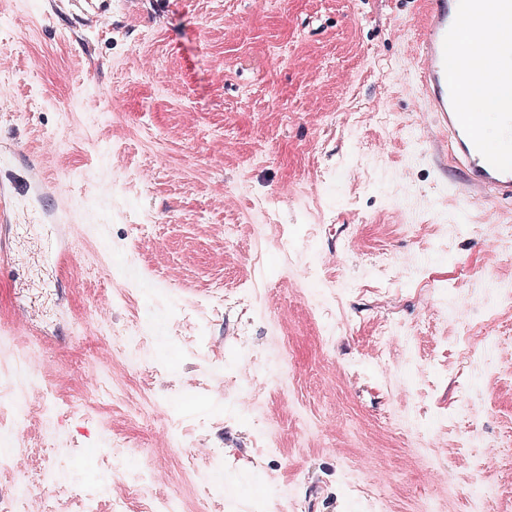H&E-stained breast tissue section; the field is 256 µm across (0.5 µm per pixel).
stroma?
<instances>
[{"mask_svg": "<svg viewBox=\"0 0 512 512\" xmlns=\"http://www.w3.org/2000/svg\"><path fill=\"white\" fill-rule=\"evenodd\" d=\"M421 2L0 0V199L39 195L58 225L61 300L52 327L31 318L16 333L26 272L7 238L0 390L17 392L21 351L40 353L57 415L29 425L24 457L80 449L76 467L54 472L63 512H80L73 482L118 497L147 471L146 496L177 493L183 512H365L355 460L392 478L381 512H474L456 440L512 433V362L492 380L456 362L462 342L480 351L512 337V315L485 316L483 267L485 235L512 227V200L466 208L448 193L461 176L421 110L416 33L404 25ZM52 130L64 150L49 147ZM132 169L147 182H128ZM73 177L57 196L53 181ZM103 181L111 194H94ZM137 211L153 225L132 223ZM378 253L391 279L377 277ZM127 280L112 329L147 308L158 321L137 362L113 356L96 322L97 298ZM254 283L256 306L212 315L206 336L167 333L168 317L201 308L214 287ZM74 320L86 324L78 342ZM386 322L405 341L382 361L372 346ZM246 352L290 364L247 417L224 392ZM90 376L112 384L111 403L87 394ZM145 397L159 406L153 420H130V401ZM173 424L182 444L161 453ZM260 430L277 455H261ZM116 436L128 446L112 477L94 451ZM196 448L224 451L223 505L206 495L207 460L182 467Z\"/></svg>", "mask_w": 512, "mask_h": 512, "instance_id": "obj_1", "label": "stroma"}]
</instances>
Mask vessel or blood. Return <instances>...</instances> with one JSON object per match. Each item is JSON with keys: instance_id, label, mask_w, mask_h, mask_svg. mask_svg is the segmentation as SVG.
I'll return each mask as SVG.
<instances>
[{"instance_id": "b4317fda", "label": "vessel or blood", "mask_w": 512, "mask_h": 512, "mask_svg": "<svg viewBox=\"0 0 512 512\" xmlns=\"http://www.w3.org/2000/svg\"><path fill=\"white\" fill-rule=\"evenodd\" d=\"M418 22L424 109L447 138L452 162L463 173L452 187L454 195L463 200L512 199V154L506 150L512 145V111L497 113V138L489 140L486 114L469 95L464 72L449 61L455 45L465 43L468 58L485 71L489 88L512 84V69L495 66L482 54L485 43L512 25V0H498L492 12L485 0H425Z\"/></svg>"}]
</instances>
